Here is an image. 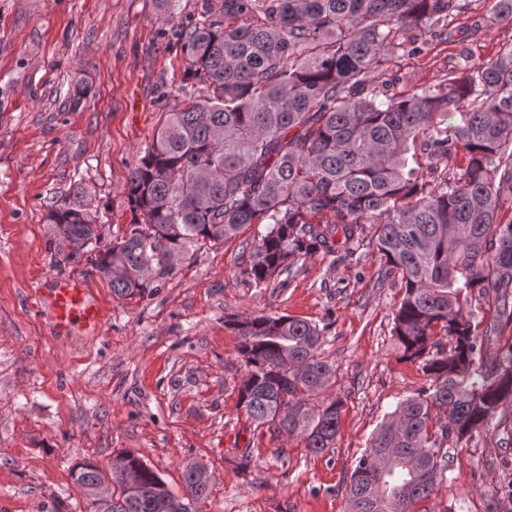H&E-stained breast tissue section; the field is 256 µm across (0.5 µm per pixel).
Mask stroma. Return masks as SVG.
Wrapping results in <instances>:
<instances>
[{
	"mask_svg": "<svg viewBox=\"0 0 512 512\" xmlns=\"http://www.w3.org/2000/svg\"><path fill=\"white\" fill-rule=\"evenodd\" d=\"M224 0H0V512H86L75 465L128 450L177 496L203 461L211 495L190 512H347V487L373 432L428 381L402 360L392 313L402 291L373 249L319 253L287 284L259 288L244 269L266 227L200 244L141 297L113 294L85 262L57 263L51 206L77 202L104 240L134 220L125 189L163 112L179 102L178 24ZM453 36L389 53L380 90L412 93L512 44L492 0H467ZM88 87L75 100L77 86ZM78 275L106 311L96 330L56 335L40 299ZM288 315L325 329L342 398L333 448L252 422L239 403L246 367L225 317ZM496 424L448 439L447 477L414 512H512V447Z\"/></svg>",
	"mask_w": 512,
	"mask_h": 512,
	"instance_id": "obj_1",
	"label": "stroma"
}]
</instances>
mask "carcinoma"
<instances>
[{
	"label": "carcinoma",
	"instance_id": "obj_1",
	"mask_svg": "<svg viewBox=\"0 0 512 512\" xmlns=\"http://www.w3.org/2000/svg\"><path fill=\"white\" fill-rule=\"evenodd\" d=\"M462 9L460 0H224V20L202 13L177 26L190 102L163 113L129 173L128 231L102 247L82 205L47 215L71 229L57 255L86 257L121 298L144 296L198 244L247 224L268 225L246 266L258 287L317 253L376 249L403 291L400 358L429 384L398 403L356 461L348 512H412L446 476L444 442L496 417L512 443V343L485 360L486 337L512 325V46L403 97L372 80L389 46L413 54L425 32L450 37ZM459 156L465 166L452 174L432 163ZM482 300L494 304L488 323ZM224 324L247 367L238 395L248 417L299 433L315 454L333 447L342 401L320 398L334 375L323 329L288 315ZM110 467L141 468L138 490L91 501L90 512H189L184 500L210 493L208 476L186 469L184 498L175 496L128 451ZM73 477L87 489L105 482L89 461Z\"/></svg>",
	"mask_w": 512,
	"mask_h": 512
}]
</instances>
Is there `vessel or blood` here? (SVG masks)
<instances>
[{
	"label": "vessel or blood",
	"mask_w": 512,
	"mask_h": 512,
	"mask_svg": "<svg viewBox=\"0 0 512 512\" xmlns=\"http://www.w3.org/2000/svg\"><path fill=\"white\" fill-rule=\"evenodd\" d=\"M50 305L60 334L77 324L99 327L105 318L104 310L91 299L84 279L74 275L56 280L50 290Z\"/></svg>",
	"instance_id": "obj_1"
}]
</instances>
